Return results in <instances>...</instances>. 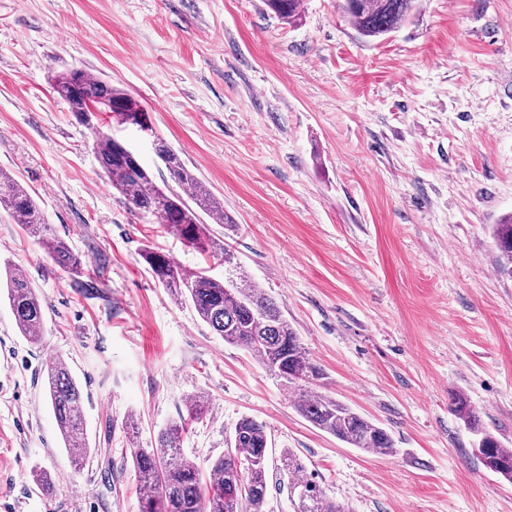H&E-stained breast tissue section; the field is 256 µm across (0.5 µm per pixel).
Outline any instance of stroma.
<instances>
[{
	"instance_id": "obj_1",
	"label": "stroma",
	"mask_w": 512,
	"mask_h": 512,
	"mask_svg": "<svg viewBox=\"0 0 512 512\" xmlns=\"http://www.w3.org/2000/svg\"><path fill=\"white\" fill-rule=\"evenodd\" d=\"M80 68L125 89L224 203L216 224L324 370L320 387L382 427L381 456L296 409V391L224 342L141 258L224 266L132 212L91 130L50 87ZM0 167L36 199L98 287H79L0 211V266L25 273L43 339L0 295V512H140L131 451L193 397L182 451L201 467L236 423L350 512H512L450 408L465 393L512 448V275L493 227L512 213V0H416L363 38L339 0L282 23L263 0H0ZM84 386L92 457L74 468L44 392L51 357ZM53 484L46 495L34 474Z\"/></svg>"
}]
</instances>
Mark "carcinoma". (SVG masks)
<instances>
[{
    "label": "carcinoma",
    "instance_id": "obj_1",
    "mask_svg": "<svg viewBox=\"0 0 512 512\" xmlns=\"http://www.w3.org/2000/svg\"><path fill=\"white\" fill-rule=\"evenodd\" d=\"M415 0H343L349 23L366 38L392 32L413 9ZM282 21L292 24L301 16V0H265ZM53 91L81 118L93 105L106 104L123 123H139L148 111L124 89L81 71L80 83L71 72L51 79ZM98 161L112 189L129 208L157 223L195 250L224 261L228 277L218 280L205 269L186 271L169 257L150 247L141 257L165 288L191 300L199 318L224 342L246 348L265 369L286 385L296 387L299 413L316 428L366 452L393 451L391 436L349 406L317 392L313 386L324 379L323 369L308 357L297 333L279 306L262 289L247 282L234 253L216 240L210 225H232L224 202L211 194L180 155L162 138L155 137V152L168 174L163 184L143 164H135L125 143L99 128L93 131ZM0 210L37 238L42 251L73 276H87L81 257L56 235L31 191L14 175L0 168ZM493 238L502 271L512 275V215L495 225ZM6 298L17 326L30 343L42 340L43 306L32 282L13 269H5ZM46 400L54 415L71 462L84 466L91 455L84 424V392L67 364L58 359L48 365ZM451 409L475 436L474 450L482 465L512 483V448L505 447L483 428L475 408L463 393L451 399ZM206 405L192 401L187 415L163 428L154 448H135L134 471L146 492L141 512H265L268 474L266 426L251 417L234 428L231 452L210 464L211 481L203 484L199 465L181 451L189 425L203 417ZM283 471L292 488L304 490L295 512H350L328 500L319 487L300 478L302 466L295 455H283Z\"/></svg>",
    "mask_w": 512,
    "mask_h": 512
}]
</instances>
